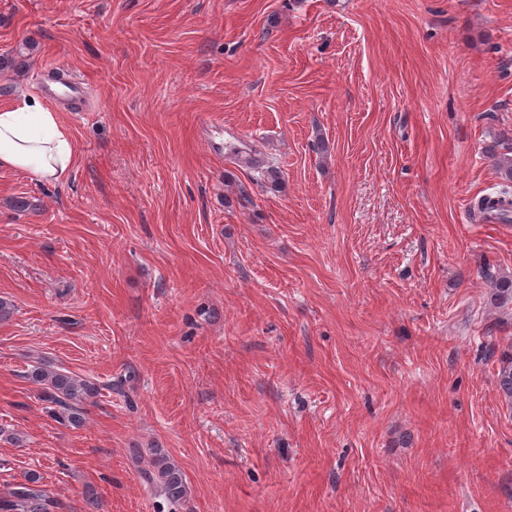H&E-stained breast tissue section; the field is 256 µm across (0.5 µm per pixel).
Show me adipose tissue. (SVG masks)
Instances as JSON below:
<instances>
[{
	"label": "adipose tissue",
	"instance_id": "1",
	"mask_svg": "<svg viewBox=\"0 0 512 512\" xmlns=\"http://www.w3.org/2000/svg\"><path fill=\"white\" fill-rule=\"evenodd\" d=\"M75 157L74 141L57 112L23 93L0 107V166L55 181Z\"/></svg>",
	"mask_w": 512,
	"mask_h": 512
}]
</instances>
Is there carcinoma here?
Here are the masks:
<instances>
[{"label":"carcinoma","mask_w":512,"mask_h":512,"mask_svg":"<svg viewBox=\"0 0 512 512\" xmlns=\"http://www.w3.org/2000/svg\"><path fill=\"white\" fill-rule=\"evenodd\" d=\"M273 191L280 188L281 177L278 168L259 163L252 166ZM501 206L495 210L486 207L487 198L479 199L473 205V215L492 219L500 224L512 223V195L508 190L499 194ZM490 297L494 304L503 307L512 303V279L490 281ZM33 383L40 386L43 401L52 404L56 418L73 427L83 425L88 401L95 396L98 387L91 380L71 372L56 370L39 363L28 373ZM498 390L504 400L512 405V355L501 358L497 374ZM141 477L149 487H155L163 496L156 504L157 512H176V507L187 494L186 477L181 468L154 449L151 468L142 470ZM40 477L32 474L27 482L14 487L7 495L0 497V512H56L58 500L39 485Z\"/></svg>","instance_id":"obj_1"}]
</instances>
